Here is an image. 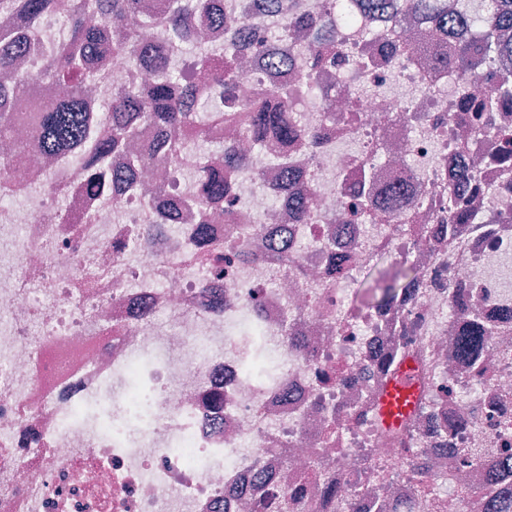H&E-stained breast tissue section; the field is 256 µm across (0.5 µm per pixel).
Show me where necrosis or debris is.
<instances>
[{"mask_svg":"<svg viewBox=\"0 0 512 512\" xmlns=\"http://www.w3.org/2000/svg\"><path fill=\"white\" fill-rule=\"evenodd\" d=\"M340 2L325 96L307 93L310 43L284 18L271 47L292 66L246 63L238 92L244 105L288 85L322 148H259L231 123L207 135L247 161L233 176L245 206L209 227L212 261H199L187 215L157 225L143 199L85 196L75 161L40 174L28 101L14 100L8 138L24 149L0 177L23 202L0 213V512H287L288 489L305 512H336L319 491L354 497L358 449L398 455L373 420L338 414L369 402L377 361L398 352L420 355L428 377L411 437L435 506L399 475L385 512H472L467 488L485 492L487 512H512V174L486 162L512 108L485 130L461 122L483 73L434 77L394 51L438 41L420 14ZM283 154L310 191L302 222ZM462 174L477 219L443 257L430 233ZM397 182L413 203L393 223L341 222L344 188L373 198ZM60 208L69 222L48 223ZM380 253L411 256L413 295L350 310L332 255L354 271ZM475 313L499 325L479 375L456 357ZM457 448L477 452L471 467Z\"/></svg>","mask_w":512,"mask_h":512,"instance_id":"4bbe7bcc","label":"necrosis or debris"}]
</instances>
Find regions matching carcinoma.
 Listing matches in <instances>:
<instances>
[{
    "mask_svg": "<svg viewBox=\"0 0 512 512\" xmlns=\"http://www.w3.org/2000/svg\"><path fill=\"white\" fill-rule=\"evenodd\" d=\"M372 10L393 15L418 11L426 0H364ZM0 9L14 12L21 23L14 30L0 32V130L10 123L13 100L23 95L38 104L37 128L39 150L45 158L69 157L83 162L87 168L85 192L100 195L108 191L139 195L137 171L144 159L130 150L143 124L159 129L158 151L175 174H180L183 157L200 151L206 130L224 121L238 123L250 135L275 132L283 143L305 138L313 148L320 147L316 131L300 120L289 119L288 88L272 91L275 103L255 102L236 108L234 92L240 75L235 67V51H252L268 56V62L285 65L280 53L271 52L257 36L252 15L236 18L224 16L220 0H159L145 9L141 0H0ZM98 13L106 32L85 22V16ZM198 16L215 29L228 24L235 27L237 39L223 48L205 49L190 38L186 19ZM427 24L448 32V4H435L424 12ZM161 23L168 29L170 44L183 48L185 58L176 59L171 51H161L146 39L144 24ZM489 23L491 32H478L471 40L461 39L454 45L457 71L466 74L475 54L503 60L512 56V0H495ZM290 24L316 33L309 49L310 69L317 73L329 57L336 53L332 43L324 44L328 20L323 16L290 17ZM40 52L39 76L18 82L12 76L25 56ZM122 57L137 71L153 74L148 89L141 92L133 83L112 88V98L104 105L105 115L96 117L85 99L88 84L107 75L112 58ZM492 93L468 96L467 109L475 120L496 111L500 98L512 93V71L505 68L489 75ZM124 159L119 169L112 168V156ZM246 167L242 155L234 150L224 152V166L203 165L193 172L195 194L180 199L160 190L148 205L158 211L160 223L180 208H201L198 221L199 239L205 249L214 247L208 234L209 212L241 201L239 189L224 179V169ZM458 199H448V240L465 224V216L457 213ZM371 205V200L358 196L347 203L343 223L354 224ZM415 284L413 265L402 266L393 274H382L375 280L374 294L366 304L369 309H383L399 298L411 295ZM489 328L478 317L472 328L458 339L459 356L472 364L481 356ZM401 454L410 466L416 491L429 494L427 473L416 461L411 439L396 430Z\"/></svg>",
    "mask_w": 512,
    "mask_h": 512,
    "instance_id": "carcinoma-1",
    "label": "carcinoma"
}]
</instances>
